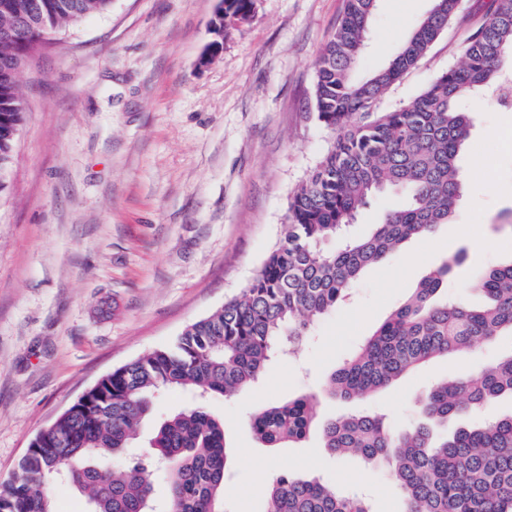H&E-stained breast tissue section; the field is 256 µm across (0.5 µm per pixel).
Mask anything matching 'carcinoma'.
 <instances>
[{"mask_svg":"<svg viewBox=\"0 0 512 512\" xmlns=\"http://www.w3.org/2000/svg\"><path fill=\"white\" fill-rule=\"evenodd\" d=\"M344 14L315 63L317 118L333 134L326 154L288 198L285 232L253 279L210 315L185 327L168 346L108 373L69 412L34 437L12 475L0 482V512H56L53 483L66 479L88 512H155L150 469L168 474L166 512H224L230 448L212 396H233L260 381L267 366L297 353L311 326L343 303L368 267L413 239L451 223L462 193L459 154L471 133L463 98L507 86L512 70V0H491L490 17L466 39L459 66L437 74L391 112L377 102L411 71L448 24L460 0H433L411 37L382 68L354 74L378 0H346ZM224 17L246 16L252 0H224ZM112 0H0V175L12 166L24 119L19 75L45 36ZM388 189L405 194L370 234H350L358 214ZM464 262L458 254L429 270L410 297L335 370L333 397L350 401L391 385L434 358L512 335V261L477 271L472 288L484 302L438 300ZM197 402L153 429L149 459L121 468L124 454L166 391ZM512 396V354L474 378L436 383L420 402L422 420L400 431L381 414L349 413L322 424L332 455L383 463L401 493L402 512H512V414L481 423L472 412ZM312 399L273 403L250 422L268 447L297 444L315 423ZM461 424L450 434L438 428ZM267 512H372L368 497L316 477L279 472L266 479Z\"/></svg>","mask_w":512,"mask_h":512,"instance_id":"cac0c4a2","label":"carcinoma"}]
</instances>
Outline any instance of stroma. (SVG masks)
Segmentation results:
<instances>
[{
	"mask_svg": "<svg viewBox=\"0 0 512 512\" xmlns=\"http://www.w3.org/2000/svg\"><path fill=\"white\" fill-rule=\"evenodd\" d=\"M486 0L460 11L417 66L381 97L390 112L458 64ZM346 0H255L209 63L217 0H112L43 43L19 81L24 121L0 178V480L34 435L101 377L223 305L254 277L286 222L288 196L333 141L314 105V64ZM432 0H379L361 72L384 66ZM469 144L455 223L366 269L300 355L254 388L210 399L232 449L227 512H265L272 471L365 490L374 512H401L381 467L337 460L319 432L268 448L248 420L301 395L320 418L383 413L416 424L438 379L474 376L512 354V336L433 360L370 398L323 392L326 378L432 267L465 251L442 297L478 302L476 271L512 261V108L467 104Z\"/></svg>",
	"mask_w": 512,
	"mask_h": 512,
	"instance_id": "1",
	"label": "stroma"
}]
</instances>
